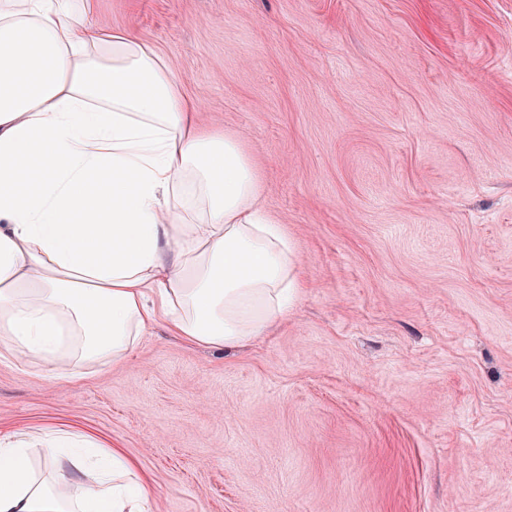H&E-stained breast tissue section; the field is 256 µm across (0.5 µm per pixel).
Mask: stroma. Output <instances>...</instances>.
I'll list each match as a JSON object with an SVG mask.
<instances>
[{"label": "stroma", "mask_w": 512, "mask_h": 512, "mask_svg": "<svg viewBox=\"0 0 512 512\" xmlns=\"http://www.w3.org/2000/svg\"><path fill=\"white\" fill-rule=\"evenodd\" d=\"M259 165L303 290L227 349L164 327L0 433H89L150 512H512V0H99Z\"/></svg>", "instance_id": "1"}]
</instances>
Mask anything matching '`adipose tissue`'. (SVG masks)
<instances>
[{
  "mask_svg": "<svg viewBox=\"0 0 512 512\" xmlns=\"http://www.w3.org/2000/svg\"><path fill=\"white\" fill-rule=\"evenodd\" d=\"M98 0H0V356L66 384L159 325L230 349L299 291L240 139ZM121 449L75 429L0 436V512H149Z\"/></svg>",
  "mask_w": 512,
  "mask_h": 512,
  "instance_id": "1",
  "label": "adipose tissue"
}]
</instances>
